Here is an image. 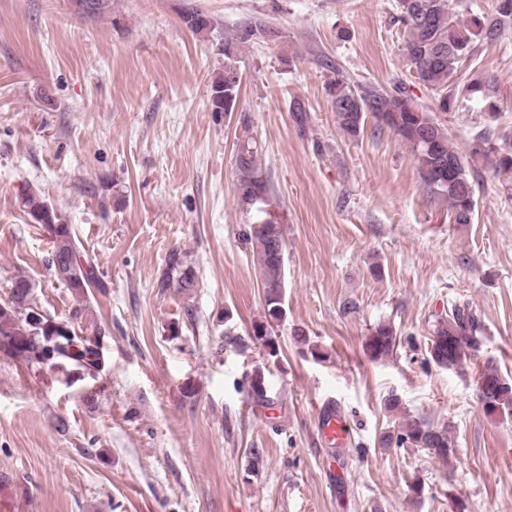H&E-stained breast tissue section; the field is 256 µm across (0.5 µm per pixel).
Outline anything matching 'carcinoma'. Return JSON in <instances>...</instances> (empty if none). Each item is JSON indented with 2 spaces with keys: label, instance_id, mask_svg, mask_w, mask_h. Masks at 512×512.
<instances>
[{
  "label": "carcinoma",
  "instance_id": "cac0c4a2",
  "mask_svg": "<svg viewBox=\"0 0 512 512\" xmlns=\"http://www.w3.org/2000/svg\"><path fill=\"white\" fill-rule=\"evenodd\" d=\"M396 22L406 33V57L414 81L438 92L435 111L449 112L462 101L478 100L490 117L497 113L496 79L489 76L468 83L454 80L458 64L472 55L479 42L497 40L505 27L512 24V0H495L491 16L471 17L467 24L453 19L450 0H397ZM188 29L202 33L210 28V20L198 11L182 15ZM263 32L258 27L241 30L238 37L224 41V70L211 86L214 112H233L239 104L240 78L235 57L240 44ZM328 94L336 112L340 129L350 138L363 134L368 117L376 128L387 129L404 142L414 155L417 171L424 187L434 196L448 199L452 221L470 224L473 220L476 181L475 168L482 167L504 183L512 184V134L492 135L479 130L469 144L468 152L455 150L448 131L421 105L402 81L385 87L373 83H354L341 72L330 82ZM234 190L239 207L265 214L250 225L249 241L254 260L263 277L265 322L254 328V336L264 339L269 329L286 316L283 270L286 243L282 225L265 210L270 205L272 185L259 159L256 138L247 135L240 141L234 159ZM21 202L38 224L51 227L54 233L51 266L62 265L66 275L60 281L73 293L83 296L96 286L97 268L91 258L80 254L69 225L42 196L27 190ZM176 286L191 292L198 285L193 271L180 252L168 255L160 288ZM33 299V284L24 276L12 282L10 302L0 303V352L32 364L65 367L76 371L95 372L100 367V341H77L61 333L58 321L50 315L35 322L20 317L21 308ZM481 324L469 305L456 304L446 318L435 325L428 346L430 359L438 366H456L479 349ZM395 329L379 323L370 329L364 349L373 360L390 356L395 348ZM477 389L486 414H512V380L501 376L491 363L477 379ZM409 444L422 448L442 462L453 454L448 426H435L421 419H408L399 433L385 431L377 445L389 448Z\"/></svg>",
  "mask_w": 512,
  "mask_h": 512
}]
</instances>
